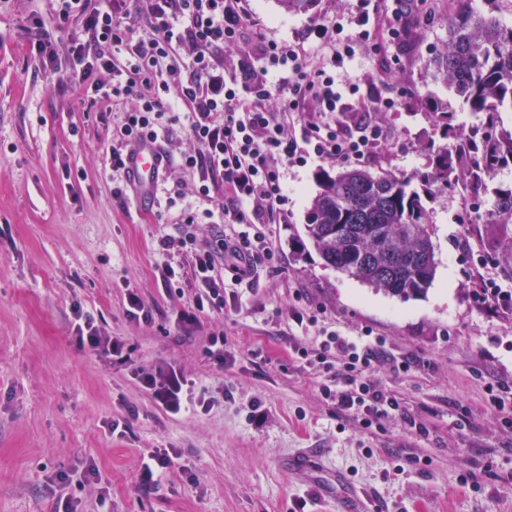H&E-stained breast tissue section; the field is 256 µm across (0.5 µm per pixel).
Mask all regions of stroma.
<instances>
[{"mask_svg": "<svg viewBox=\"0 0 512 512\" xmlns=\"http://www.w3.org/2000/svg\"><path fill=\"white\" fill-rule=\"evenodd\" d=\"M384 37L378 52L355 48L336 82L350 107L390 98L375 113L387 136L364 159L311 161L282 170L288 196L284 223L270 225L281 264L263 267L242 290L241 306L225 315L201 313L176 322L190 308L189 279H163L165 266H190L188 254L167 253L161 236L193 233L212 245L223 225L208 223L211 201L197 194L198 178L174 167L160 177L152 206L135 212L131 196L115 198L103 164L117 117L91 104L71 73L67 49L82 24L57 18L51 0H0V512H54L73 496L82 512H336L311 476L283 470L289 457L321 449L326 468L344 472L382 512H512V427L504 426L485 392L486 381L512 384V316L494 315L471 300L473 264L458 244L465 223L493 273L512 281V218L495 213L498 193L512 191V165L486 188L462 193L428 183L431 144H442L425 103L437 99L452 126L475 117L431 64L448 38L456 10L486 11L485 0H424L406 37L387 38L408 0H373ZM252 17L269 38L300 44L310 66L325 51L311 37L315 24L351 18L361 0H317L305 13L278 0H250ZM55 39L56 62L31 50L34 20ZM359 167L376 175L412 177L432 226L435 278L408 301L375 292L324 264L314 249L295 251L318 191L317 175ZM181 196L166 208L171 190ZM193 216V224L178 216ZM136 293L150 321L127 315ZM126 343L130 363L105 365L73 332L72 306ZM322 306L344 334L372 329L390 355L411 357L415 368L373 380L395 396L398 414L366 431L317 390L318 371L295 349L314 345V330L298 327L293 312ZM224 336L227 361L206 354ZM172 366L194 383L209 410L173 416L159 408L132 370ZM118 432H110V423ZM173 448L179 458L162 482L142 488L144 454ZM97 464L107 490L60 486L56 476ZM402 473H394L393 465Z\"/></svg>", "mask_w": 512, "mask_h": 512, "instance_id": "obj_1", "label": "stroma"}]
</instances>
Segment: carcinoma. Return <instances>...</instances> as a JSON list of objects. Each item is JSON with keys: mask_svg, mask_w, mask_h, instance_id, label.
<instances>
[{"mask_svg": "<svg viewBox=\"0 0 512 512\" xmlns=\"http://www.w3.org/2000/svg\"><path fill=\"white\" fill-rule=\"evenodd\" d=\"M487 3L484 13L463 9L448 21V41L434 58L446 86L482 116L480 124L456 133L475 144L461 170L477 184L512 162V135L496 129L498 113L512 112V28L494 15V0ZM455 162L448 146L438 147L432 182L448 185ZM411 182L366 169L320 171L304 228L326 265L386 295L407 300L424 294L438 263L428 214Z\"/></svg>", "mask_w": 512, "mask_h": 512, "instance_id": "1", "label": "carcinoma"}]
</instances>
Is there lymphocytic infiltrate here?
<instances>
[{
    "instance_id": "1",
    "label": "lymphocytic infiltrate",
    "mask_w": 512,
    "mask_h": 512,
    "mask_svg": "<svg viewBox=\"0 0 512 512\" xmlns=\"http://www.w3.org/2000/svg\"><path fill=\"white\" fill-rule=\"evenodd\" d=\"M56 13L66 20L81 18L86 41L69 48L79 69L80 85L98 101H113L123 107V121L112 131V145L105 156V170L114 181L115 196H123L128 182L127 159L132 147L145 140L167 136V100L177 98L187 117L185 133L194 150L167 156V166H179L199 175L198 193L209 198L215 183H222L224 199L218 205L223 223L236 230L223 235L214 246H197L193 236L162 237L160 246L194 247L191 284L197 294L193 308L180 311L183 324L196 321L199 312L237 309V285L252 282L260 267L280 262L266 230L280 221L286 198L280 170L291 163L320 160L348 161L363 157L382 140L379 127L365 122L377 107L362 104L353 116V127L342 128L333 120L345 110L335 76L312 68L298 44L266 37L255 26L246 8L247 0H148L149 34L132 40L118 16L119 0H55ZM355 39L345 38L341 22H322L313 33L332 53V67H342L353 52V41L367 44L377 39L369 12L355 19ZM251 30L250 50L236 70L225 74L220 52L240 42ZM111 75L103 82L101 73ZM319 109L306 112L309 100ZM472 297L480 308L512 313V282L489 271L484 257H477ZM232 277H225V270ZM74 333L104 363L123 362L124 342L96 325L81 307H74ZM296 323L319 329V342L298 349L306 364L322 369L318 390L337 413H351L365 430L379 427L382 419L398 412L397 399L371 379L380 368L392 374L406 373L414 360L386 356L383 342L371 329L357 339L319 326L317 316L293 315ZM141 385L167 413L183 409L187 378L174 368H137Z\"/></svg>"
}]
</instances>
